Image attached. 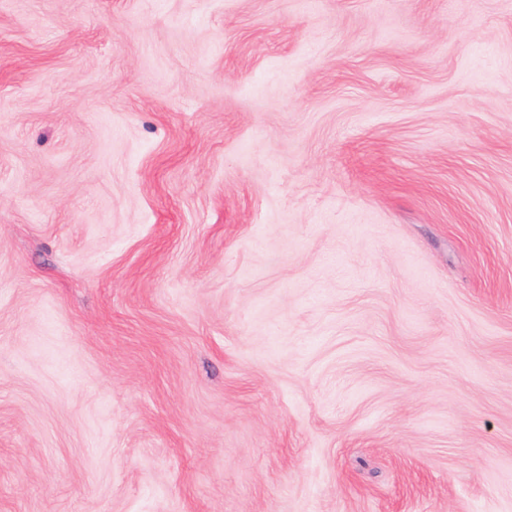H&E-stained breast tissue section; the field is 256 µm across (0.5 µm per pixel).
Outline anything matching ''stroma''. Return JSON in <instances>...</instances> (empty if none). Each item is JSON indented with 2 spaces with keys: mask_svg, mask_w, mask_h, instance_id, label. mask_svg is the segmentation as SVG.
Wrapping results in <instances>:
<instances>
[{
  "mask_svg": "<svg viewBox=\"0 0 512 512\" xmlns=\"http://www.w3.org/2000/svg\"><path fill=\"white\" fill-rule=\"evenodd\" d=\"M0 512H512V0H0Z\"/></svg>",
  "mask_w": 512,
  "mask_h": 512,
  "instance_id": "obj_1",
  "label": "stroma"
}]
</instances>
